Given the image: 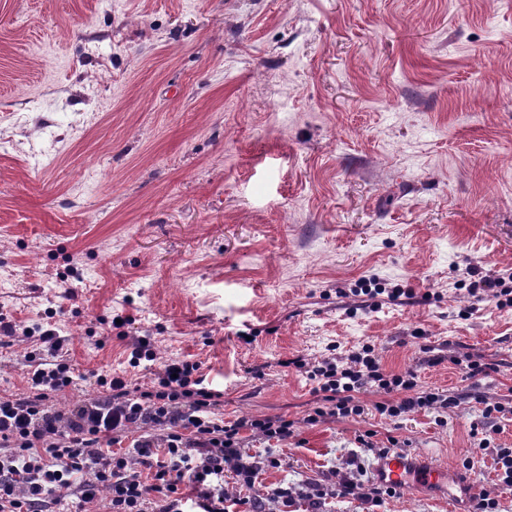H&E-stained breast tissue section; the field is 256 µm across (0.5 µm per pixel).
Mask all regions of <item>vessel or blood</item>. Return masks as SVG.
<instances>
[{
    "mask_svg": "<svg viewBox=\"0 0 512 512\" xmlns=\"http://www.w3.org/2000/svg\"><path fill=\"white\" fill-rule=\"evenodd\" d=\"M378 480L385 484L406 489L427 482L446 488L449 508H456L467 495L466 487L449 473L447 466L435 464L421 467L416 458L408 453L396 451L380 458L375 467Z\"/></svg>",
    "mask_w": 512,
    "mask_h": 512,
    "instance_id": "vessel-or-blood-1",
    "label": "vessel or blood"
}]
</instances>
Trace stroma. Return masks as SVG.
<instances>
[{
  "label": "stroma",
  "instance_id": "1",
  "mask_svg": "<svg viewBox=\"0 0 512 512\" xmlns=\"http://www.w3.org/2000/svg\"><path fill=\"white\" fill-rule=\"evenodd\" d=\"M469 266L512 268V0H0V312L67 336L83 380L58 406L187 358L225 420L300 421L261 490L365 482L392 436L512 512L491 469L512 414L475 400L512 396V307L453 288ZM371 277L413 296L352 295ZM136 336L153 361L131 364ZM365 343L459 406L392 422L364 391V415L302 424L313 384L282 360ZM25 348L0 335V396L26 391ZM467 351L497 372L467 378ZM442 499L425 484L378 512Z\"/></svg>",
  "mask_w": 512,
  "mask_h": 512
}]
</instances>
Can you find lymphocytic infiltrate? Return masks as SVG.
Listing matches in <instances>:
<instances>
[{
	"mask_svg": "<svg viewBox=\"0 0 512 512\" xmlns=\"http://www.w3.org/2000/svg\"><path fill=\"white\" fill-rule=\"evenodd\" d=\"M0 334L32 345L24 355L28 393L0 397V512H47V505L67 500L82 512L98 498L104 501L102 512H229L228 471L249 491L247 512H266L270 501L286 512L299 503L305 512H325L327 499L351 494L377 507L396 490L375 479L363 486L346 477L314 479L297 490L255 491L262 468L279 467L281 461L270 453L249 461L241 430L284 440L302 422L359 416L365 408L358 395L368 389L380 396L375 412L392 421L418 410L443 414L461 401L460 394L420 386L416 370L386 369L366 343L345 357L296 361L318 398L300 422L284 416L224 421L216 414L223 391L207 382L199 363L185 358L169 360L147 389L98 375L101 396L64 411L54 406L55 396L74 383L64 337L1 313ZM139 422L165 426L163 446L144 439L130 451H113L119 434Z\"/></svg>",
	"mask_w": 512,
	"mask_h": 512,
	"instance_id": "f902f5d3",
	"label": "lymphocytic infiltrate"
}]
</instances>
